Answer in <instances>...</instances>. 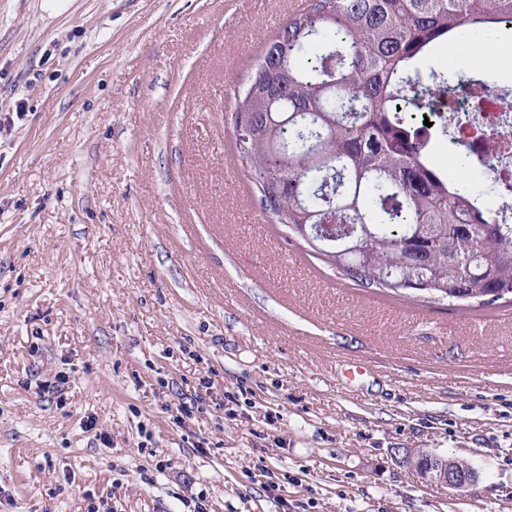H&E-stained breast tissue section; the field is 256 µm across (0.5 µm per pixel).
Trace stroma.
Wrapping results in <instances>:
<instances>
[{
  "label": "stroma",
  "mask_w": 512,
  "mask_h": 512,
  "mask_svg": "<svg viewBox=\"0 0 512 512\" xmlns=\"http://www.w3.org/2000/svg\"><path fill=\"white\" fill-rule=\"evenodd\" d=\"M307 4L0 0V512H512V303L353 285L237 157ZM500 42L438 54L512 88ZM417 449L474 483H421Z\"/></svg>",
  "instance_id": "obj_1"
}]
</instances>
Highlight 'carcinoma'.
Here are the masks:
<instances>
[{
  "instance_id": "carcinoma-1",
  "label": "carcinoma",
  "mask_w": 512,
  "mask_h": 512,
  "mask_svg": "<svg viewBox=\"0 0 512 512\" xmlns=\"http://www.w3.org/2000/svg\"><path fill=\"white\" fill-rule=\"evenodd\" d=\"M510 24L512 0H310L292 15L234 112L252 129L241 163L277 223L358 228L364 259L346 240L316 246L364 288L481 306L512 295V186L497 206L481 205L465 178L470 147L457 148V175L438 166L431 143L448 135V113L411 95L426 86L443 98L462 81L434 61L437 46Z\"/></svg>"
}]
</instances>
